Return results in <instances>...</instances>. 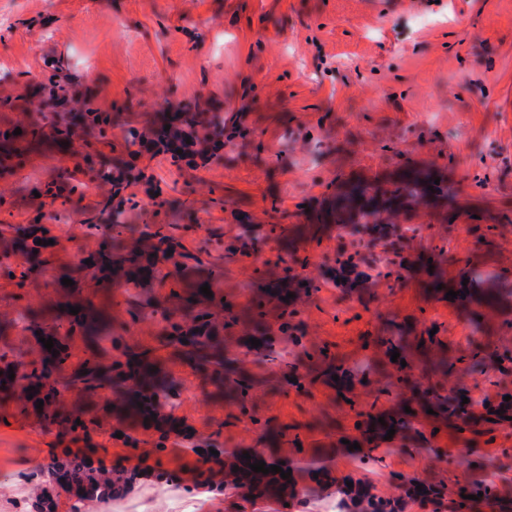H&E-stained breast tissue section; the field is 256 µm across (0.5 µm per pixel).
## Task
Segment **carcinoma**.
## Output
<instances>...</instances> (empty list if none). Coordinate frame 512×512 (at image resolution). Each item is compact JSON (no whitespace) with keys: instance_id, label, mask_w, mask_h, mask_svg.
<instances>
[{"instance_id":"obj_1","label":"carcinoma","mask_w":512,"mask_h":512,"mask_svg":"<svg viewBox=\"0 0 512 512\" xmlns=\"http://www.w3.org/2000/svg\"><path fill=\"white\" fill-rule=\"evenodd\" d=\"M170 129H165V126ZM21 134L0 132V166L17 163L14 142L34 141L44 132L56 142H69L76 130H89L100 142L112 136V113L101 112L89 102L83 112H36L31 119L19 125ZM224 136V117L204 112H184L164 116L160 126L142 132L133 130L124 137L127 148L139 145L149 151L160 150L174 164L187 155L177 154L182 149H203L214 137ZM191 143H186V140ZM86 174L101 185L109 186L100 208L86 219L85 234L97 242V248L88 256L58 266L54 256L59 240L45 224H0V285L13 289L15 316H0V401L12 406L15 412L37 416L42 425L55 432L58 443L66 439H80L89 450L101 447L97 438L114 437L121 432V440L129 448L147 444L142 432L155 429L158 437L152 441L155 451L161 453L170 439H189L191 434L182 424L166 413L177 386V376L170 364L179 362L188 366L206 383L215 387L229 405L235 407L241 418L250 417L251 382L237 373L233 361L224 355V331L237 327L241 310L222 301L224 292L220 283L224 269L210 262L206 247L187 245L178 224H129L120 220L125 212L122 203L112 201L122 193L121 171H111L87 164ZM431 181L430 175L413 168L401 172L398 181L380 187L368 180L359 183L362 193L383 192L398 197L409 205L415 203L422 189ZM355 223L375 233V238L398 235L399 225L387 223L373 211L360 213ZM54 240L52 245H38L37 240ZM91 263H86V259ZM111 268H106V265ZM74 284L64 288L61 279ZM468 293L482 294L483 286L491 276L478 270H467ZM113 284L123 289L126 312L131 324L153 320L159 325L150 344L130 342L107 319L111 305L105 299L95 303L90 289ZM209 284L212 295L204 296L199 289ZM64 288L56 313H45L30 302L31 291L38 288ZM158 288L168 292L160 294ZM279 289L265 291L264 299L274 300L280 306L282 331L301 315V310L281 300ZM80 308L78 314L69 313V307ZM19 330L23 336L15 343L4 336ZM52 338L59 354L46 351L39 358L28 355V347L39 338ZM480 343L472 339L468 346L448 358V369L459 362L469 361V370L480 372ZM13 370L14 379L8 378ZM74 394L82 401L78 409L59 399L60 391ZM32 399H27L28 395ZM124 396L126 407L121 414L126 426L114 427L110 422L113 411L112 396ZM425 399L432 403L438 415L457 424L459 430L474 425L472 408L474 398L462 403V395L444 382H436L425 389ZM42 408H36L37 401ZM143 407H138V403ZM356 429L364 441H375L388 428L418 432L417 412L403 413L385 425L378 422L380 413L370 409L356 412ZM233 453L238 471L229 472L228 485L245 500L284 495L288 487L280 482L279 474L258 476L241 458ZM137 480L128 471H110L103 482L92 480L93 490L109 504L125 496ZM497 506L502 498L497 490L479 484L459 483L457 490ZM292 495L303 499L297 491Z\"/></svg>"}]
</instances>
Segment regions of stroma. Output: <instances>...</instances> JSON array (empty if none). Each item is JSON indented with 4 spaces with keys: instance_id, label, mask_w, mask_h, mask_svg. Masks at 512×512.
Wrapping results in <instances>:
<instances>
[{
    "instance_id": "1",
    "label": "stroma",
    "mask_w": 512,
    "mask_h": 512,
    "mask_svg": "<svg viewBox=\"0 0 512 512\" xmlns=\"http://www.w3.org/2000/svg\"><path fill=\"white\" fill-rule=\"evenodd\" d=\"M54 76L106 106L114 142L90 143L79 131L72 153L50 141L30 146L21 167L0 171V222L51 225L58 261L69 262L94 248L81 222L105 191L86 181L87 163L141 170L153 182L126 188L135 204L130 223L187 225L192 247H247L230 261L211 254L224 268L225 300L245 305L248 285L280 259L318 286L310 297L295 291L302 314L288 333L272 303L260 328L225 332V347L253 379L251 420L235 418L180 364L171 408L196 434L223 420L225 452L289 455L292 481L311 491L306 507L254 505L229 488L203 495L194 485L196 453L172 444L163 462L175 481L139 479L112 506L89 503L84 512H332L310 474L321 465L382 497L413 478L453 485L480 467L491 480L512 481V429L503 426L462 432L423 415L421 434L372 454L343 446L359 437L356 411L418 399L420 362L408 356L412 376L398 382L382 336H418L435 323L449 355L479 338L480 373L459 364L452 380L473 397H498L497 355L512 350V0H0V128L47 102ZM176 111L225 115L220 159L176 165L122 146L126 131ZM421 165L453 194L420 218L422 232L401 234L400 265L378 271L370 232H340L334 194L348 179L377 182ZM49 184L61 186V197L43 196ZM156 187L166 202L159 211L150 200ZM258 224L287 225L286 240H253ZM340 253L353 256L362 276L336 288ZM468 269L492 275L499 307L434 289L432 271L455 282ZM258 334L277 337L290 362L323 350L333 364L364 365L370 383L288 384L251 346ZM265 427L298 435L301 447H268ZM57 452L36 419L0 407V512H31L37 468Z\"/></svg>"
}]
</instances>
